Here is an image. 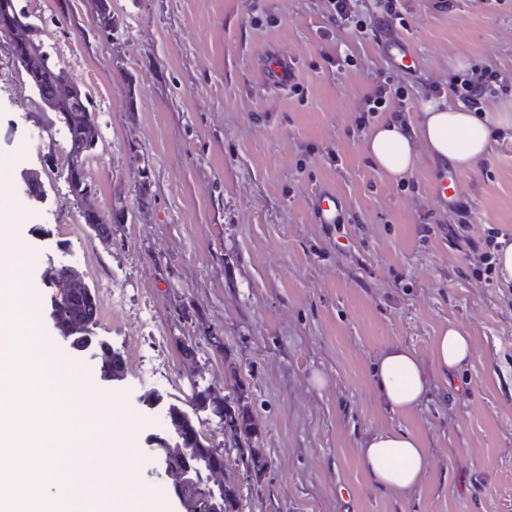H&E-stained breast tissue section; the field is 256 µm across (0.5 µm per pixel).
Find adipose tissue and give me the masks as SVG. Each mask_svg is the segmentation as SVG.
<instances>
[{"label": "adipose tissue", "instance_id": "adipose-tissue-1", "mask_svg": "<svg viewBox=\"0 0 512 512\" xmlns=\"http://www.w3.org/2000/svg\"><path fill=\"white\" fill-rule=\"evenodd\" d=\"M512 128V102L495 110L472 112L450 100L428 103L417 123L386 120L376 125L366 141L375 166L394 179L403 178L421 155L474 166L489 151L496 135ZM471 355V338L456 325L437 336L432 359L440 371L457 369ZM376 387L386 406L398 413L414 408L427 389V373L414 351L388 346L375 367ZM362 469L381 487L397 492L415 488L424 477L428 459L422 443L402 431L388 430L366 437L358 450Z\"/></svg>", "mask_w": 512, "mask_h": 512}]
</instances>
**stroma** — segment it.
<instances>
[{"label": "stroma", "mask_w": 512, "mask_h": 512, "mask_svg": "<svg viewBox=\"0 0 512 512\" xmlns=\"http://www.w3.org/2000/svg\"><path fill=\"white\" fill-rule=\"evenodd\" d=\"M436 2L401 0L408 24L392 34L409 45L412 71L379 50L374 0H359L362 34L332 25L326 0H112L120 27L108 40L89 0H19L92 102L93 202L106 212L122 199L126 216L107 245L84 224L60 176L65 131L0 37V213L13 215L0 249L28 251L39 328L70 360L82 406L139 449L131 474L154 512L176 507L148 440L165 403L190 396L191 370L250 397L269 466L247 481L225 455L242 512H512V288L473 277L480 254L451 233L462 210L467 239L490 226L512 233V130L471 169L425 155L394 180L355 124L386 78L403 87L411 122L471 66L512 81V0ZM272 52L293 61L301 94L264 85ZM345 57L351 66L337 68ZM29 170L40 175L36 201ZM444 177L457 188L452 207L433 189ZM322 190L341 198L339 223L315 222ZM54 265L78 267L100 298L96 336L125 360L111 404L91 393L103 385L96 349H72L48 316ZM451 323L472 336L473 353L446 375L432 350ZM190 341L191 362L180 353ZM392 344L413 350L429 376L404 413L375 387V362ZM148 393L161 405L147 408ZM387 430L427 451L412 491L376 486L359 464L362 439Z\"/></svg>", "instance_id": "stroma-1"}]
</instances>
